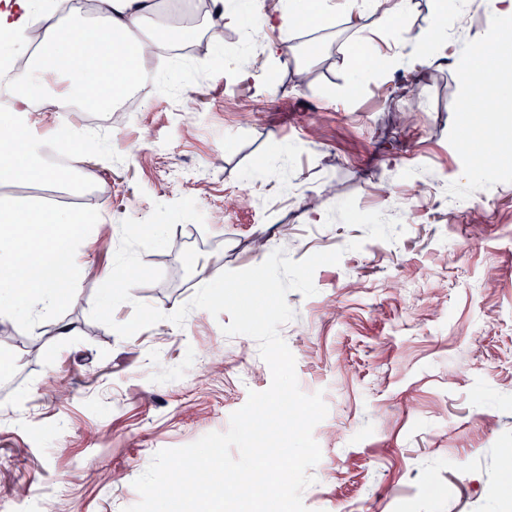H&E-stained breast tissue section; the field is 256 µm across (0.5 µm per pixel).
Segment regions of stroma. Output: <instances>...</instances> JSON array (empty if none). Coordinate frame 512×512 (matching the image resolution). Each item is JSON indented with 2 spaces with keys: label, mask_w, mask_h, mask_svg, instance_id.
I'll return each instance as SVG.
<instances>
[{
  "label": "stroma",
  "mask_w": 512,
  "mask_h": 512,
  "mask_svg": "<svg viewBox=\"0 0 512 512\" xmlns=\"http://www.w3.org/2000/svg\"><path fill=\"white\" fill-rule=\"evenodd\" d=\"M261 11L238 0L219 38L209 10L147 19L192 30L206 51L157 64L134 118H28L34 145L72 147L88 130L100 140L80 190L0 188L86 219L68 244V299L0 316V499L18 512H122L155 453L226 431L249 392L270 386L258 343L223 333L228 314L195 309L128 338L90 317L122 221L190 197L204 224H176L167 248L142 252L163 278L131 291L166 315L275 250L343 252L316 270L315 295L288 293L295 317L279 328L300 389L328 407L309 512H512V96L493 121L472 120L454 109L452 67L408 86L385 31L355 33L339 11L291 32L293 52L323 49L297 81L293 64L251 58ZM467 135L499 144L474 173Z\"/></svg>",
  "instance_id": "1"
}]
</instances>
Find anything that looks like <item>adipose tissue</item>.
<instances>
[{
    "label": "adipose tissue",
    "instance_id": "1",
    "mask_svg": "<svg viewBox=\"0 0 512 512\" xmlns=\"http://www.w3.org/2000/svg\"><path fill=\"white\" fill-rule=\"evenodd\" d=\"M347 10L356 14L363 29L381 28L394 43L404 39L402 22L415 8V0H346ZM490 19L473 43L465 63L460 64V100L469 103L483 94L501 89L500 72L494 58L501 43L502 18H512V0H487ZM99 9L108 18L95 38L80 36L76 26L63 24L45 14L47 39L34 60L24 86L26 95L42 94V74L59 72L66 76L64 96L76 97L94 106H105L112 98L136 85L137 45L134 34L141 22L158 14L160 0H99ZM336 9L334 0H288L281 10L262 14V26L287 32L309 19ZM21 129L13 113L0 114V185L25 179L54 180V173L37 164L30 149H18ZM76 224L68 212L48 210L35 199L0 197V240L13 243L0 251V312L23 309L36 312L64 298L62 282L76 273L68 249L67 236Z\"/></svg>",
    "mask_w": 512,
    "mask_h": 512
}]
</instances>
